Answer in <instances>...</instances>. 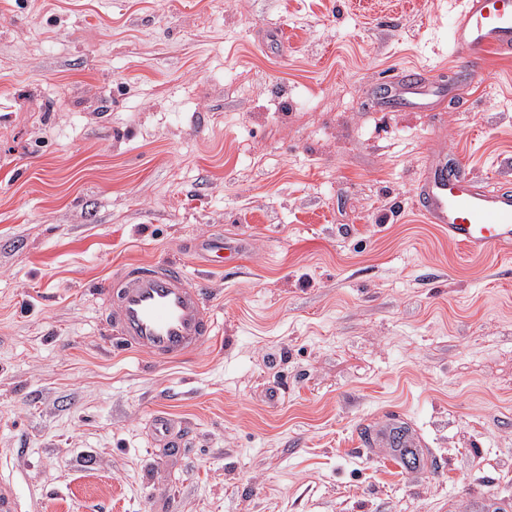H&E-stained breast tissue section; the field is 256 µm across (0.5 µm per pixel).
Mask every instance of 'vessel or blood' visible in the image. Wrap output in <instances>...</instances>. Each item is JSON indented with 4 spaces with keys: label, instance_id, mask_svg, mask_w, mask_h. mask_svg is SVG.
Returning a JSON list of instances; mask_svg holds the SVG:
<instances>
[{
    "label": "vessel or blood",
    "instance_id": "vessel-or-blood-1",
    "mask_svg": "<svg viewBox=\"0 0 512 512\" xmlns=\"http://www.w3.org/2000/svg\"><path fill=\"white\" fill-rule=\"evenodd\" d=\"M450 49L469 73L494 56L512 55V0H462L453 16ZM381 108L428 111L447 99L451 89L429 84L421 73L382 76ZM415 207L425 223L438 225L449 241L469 254L512 248V183L488 188L474 185L471 168L455 154L435 152L418 178ZM221 268L243 260L241 249L222 240L206 244ZM98 295L119 350L143 352L158 361L192 357L214 334L201 277L190 276L183 262L129 261L97 282ZM359 445L382 457L403 453L423 459L427 444L400 415H390L359 432Z\"/></svg>",
    "mask_w": 512,
    "mask_h": 512
}]
</instances>
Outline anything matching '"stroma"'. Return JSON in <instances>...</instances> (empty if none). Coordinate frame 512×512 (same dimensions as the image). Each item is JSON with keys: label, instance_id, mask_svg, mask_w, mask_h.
Wrapping results in <instances>:
<instances>
[{"label": "stroma", "instance_id": "35a3bbf8", "mask_svg": "<svg viewBox=\"0 0 512 512\" xmlns=\"http://www.w3.org/2000/svg\"><path fill=\"white\" fill-rule=\"evenodd\" d=\"M460 0H0V483L19 512L512 505V256L413 205L425 156L512 179V57L460 77ZM453 93L381 111L384 73ZM246 241L240 267L199 245ZM182 261L216 339L117 353L94 289ZM405 413L437 460L358 430ZM187 427L158 447L156 416Z\"/></svg>", "mask_w": 512, "mask_h": 512}]
</instances>
